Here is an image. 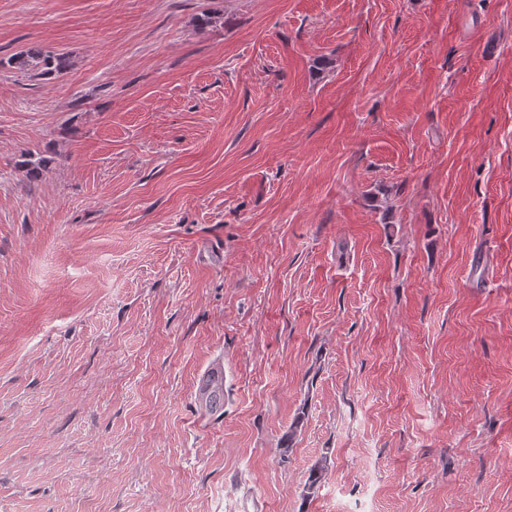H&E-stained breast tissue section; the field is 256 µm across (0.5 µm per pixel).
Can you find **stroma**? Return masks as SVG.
Returning <instances> with one entry per match:
<instances>
[{"mask_svg": "<svg viewBox=\"0 0 512 512\" xmlns=\"http://www.w3.org/2000/svg\"><path fill=\"white\" fill-rule=\"evenodd\" d=\"M0 512H512V0H0ZM14 67L31 71L33 76L49 79L64 73L71 66L70 57L64 52H46L31 47L8 61ZM214 387L222 389L224 387V359L220 356L213 359L196 380L194 386L196 400L199 402L200 398H206Z\"/></svg>", "mask_w": 512, "mask_h": 512, "instance_id": "1", "label": "stroma"}]
</instances>
